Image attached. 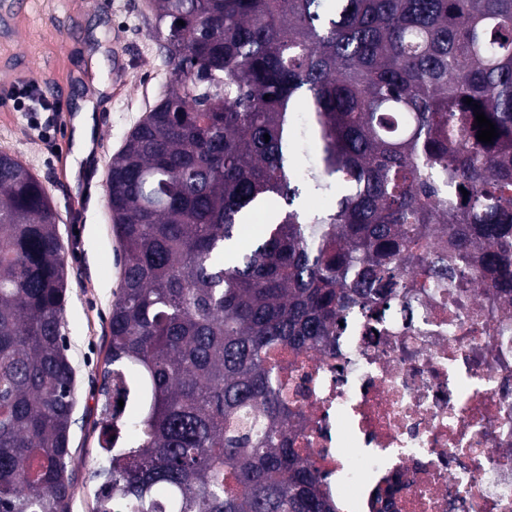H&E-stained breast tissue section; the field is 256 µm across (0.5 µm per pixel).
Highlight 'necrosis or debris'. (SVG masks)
Wrapping results in <instances>:
<instances>
[{
    "instance_id": "necrosis-or-debris-1",
    "label": "necrosis or debris",
    "mask_w": 512,
    "mask_h": 512,
    "mask_svg": "<svg viewBox=\"0 0 512 512\" xmlns=\"http://www.w3.org/2000/svg\"><path fill=\"white\" fill-rule=\"evenodd\" d=\"M407 297L293 358L294 445L339 512H512V305L417 271Z\"/></svg>"
}]
</instances>
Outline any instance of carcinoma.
<instances>
[{
	"label": "carcinoma",
	"instance_id": "cac0c4a2",
	"mask_svg": "<svg viewBox=\"0 0 512 512\" xmlns=\"http://www.w3.org/2000/svg\"><path fill=\"white\" fill-rule=\"evenodd\" d=\"M153 2L173 80L108 164L123 271L95 512H338L293 448L283 356L357 308L382 321L415 266L512 291V0ZM337 181L334 207L294 206ZM66 302L48 189L1 150L0 512H69Z\"/></svg>",
	"mask_w": 512,
	"mask_h": 512
}]
</instances>
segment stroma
Returning <instances> with one entry per match:
<instances>
[{"instance_id": "35a3bbf8", "label": "stroma", "mask_w": 512, "mask_h": 512, "mask_svg": "<svg viewBox=\"0 0 512 512\" xmlns=\"http://www.w3.org/2000/svg\"><path fill=\"white\" fill-rule=\"evenodd\" d=\"M111 2L107 8L102 0H28L12 19L11 37L0 38V79L25 74L51 103L79 110L98 100L105 110L92 121L91 133L101 151L95 163L82 166L87 189L81 211L74 214V190L56 174L63 128H56L50 140H41L30 129L29 113L0 108V150L16 153L39 176L60 217L68 275L62 335L74 369L70 446L79 462L69 512H94L103 482L98 474V422L109 318L122 262L107 208V166L173 78L152 36L155 20L149 0ZM116 34L122 35L128 54L118 78L112 75Z\"/></svg>"}]
</instances>
